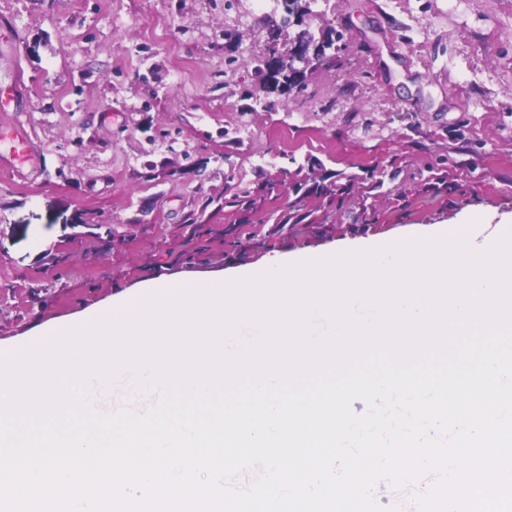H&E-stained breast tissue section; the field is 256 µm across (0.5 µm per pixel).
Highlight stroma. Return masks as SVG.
I'll use <instances>...</instances> for the list:
<instances>
[{
	"label": "stroma",
	"mask_w": 512,
	"mask_h": 512,
	"mask_svg": "<svg viewBox=\"0 0 512 512\" xmlns=\"http://www.w3.org/2000/svg\"><path fill=\"white\" fill-rule=\"evenodd\" d=\"M273 6L0 0V133L36 151L25 178L0 167L1 343L274 250L512 214V0H311L301 27L335 40L284 91L253 70L298 30Z\"/></svg>",
	"instance_id": "1"
}]
</instances>
